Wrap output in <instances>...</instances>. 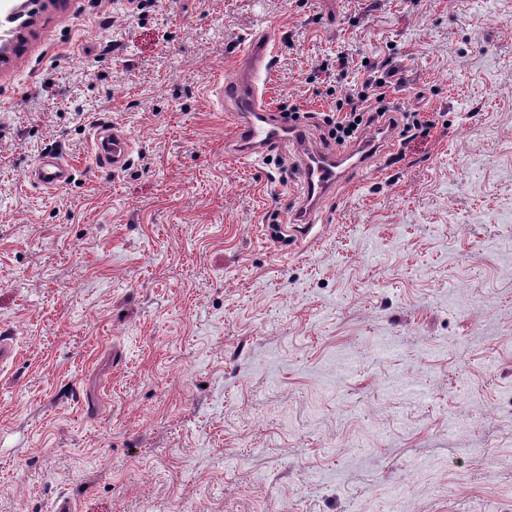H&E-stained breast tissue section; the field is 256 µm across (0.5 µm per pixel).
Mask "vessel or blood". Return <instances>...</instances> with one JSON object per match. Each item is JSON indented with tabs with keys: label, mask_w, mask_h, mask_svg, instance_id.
Returning <instances> with one entry per match:
<instances>
[{
	"label": "vessel or blood",
	"mask_w": 512,
	"mask_h": 512,
	"mask_svg": "<svg viewBox=\"0 0 512 512\" xmlns=\"http://www.w3.org/2000/svg\"><path fill=\"white\" fill-rule=\"evenodd\" d=\"M232 96L237 106L236 139L244 157L262 159L274 146L296 148L304 189L292 207L295 222L311 223L322 200L337 185L353 180L369 168L376 142L358 141L354 149L342 154L323 151L309 142L304 132L288 129L271 119L254 75H247L245 82L237 84ZM131 150L132 145L122 132L113 128L97 129L94 152L104 167L113 170L122 167ZM71 174L70 163L60 153L41 156L35 169L37 183L48 189L65 184Z\"/></svg>",
	"instance_id": "vessel-or-blood-1"
}]
</instances>
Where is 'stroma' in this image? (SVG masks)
Instances as JSON below:
<instances>
[{
	"instance_id": "1",
	"label": "stroma",
	"mask_w": 512,
	"mask_h": 512,
	"mask_svg": "<svg viewBox=\"0 0 512 512\" xmlns=\"http://www.w3.org/2000/svg\"><path fill=\"white\" fill-rule=\"evenodd\" d=\"M0 62V512H512V0H28ZM326 112L324 62L435 113L299 190L215 87ZM132 154L101 167L93 134ZM60 149L71 181L27 173ZM131 150L132 145L122 132L103 127L96 130L94 154L104 167L112 170L122 167Z\"/></svg>"
}]
</instances>
